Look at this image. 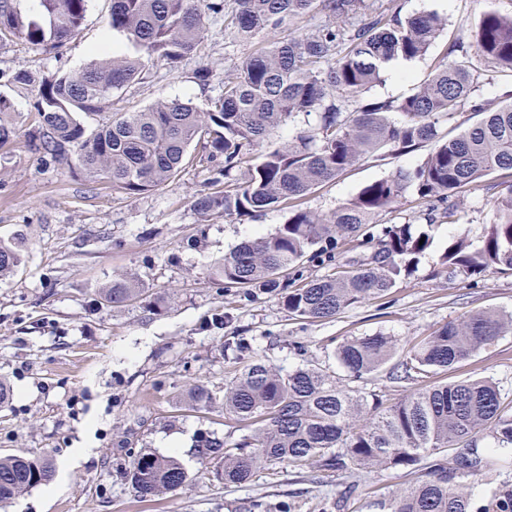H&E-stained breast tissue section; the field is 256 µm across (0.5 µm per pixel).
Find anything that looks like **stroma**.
I'll use <instances>...</instances> for the list:
<instances>
[{"instance_id": "35a3bbf8", "label": "stroma", "mask_w": 512, "mask_h": 512, "mask_svg": "<svg viewBox=\"0 0 512 512\" xmlns=\"http://www.w3.org/2000/svg\"><path fill=\"white\" fill-rule=\"evenodd\" d=\"M401 17L435 14L445 23L426 54L392 61L368 97L398 100L412 94L446 59L449 43L475 30L486 7L512 15V0H375ZM111 0H89L79 31L58 48L17 39L0 46V93L11 98L13 133L0 147V238L19 241L22 264L0 276V381L10 400L0 408V455L49 458L50 485L30 489L0 512H364L367 497L404 488L403 471L373 468L355 474L288 463L268 465L242 486L216 475L218 462L202 461L201 438L236 440L242 432L224 414L228 336H252L257 358L292 370L317 367L345 381L336 351L355 336L392 337L406 350L441 325L477 311L512 314V271L478 279L441 270L451 237L480 245L504 188L491 174L460 196L453 223H429L414 193L382 212L381 224H408L432 244L417 269L389 294L352 306L335 318L305 322L289 316L277 297L248 302L224 293L212 269L242 241L275 232L288 220L274 208L257 219L200 215L195 200L213 189L215 164L203 142H193L175 178L143 195L108 183H89L67 165L35 153L33 104L39 85L57 73L77 72L97 60L96 46L133 54L108 21ZM262 32L246 41L206 21L205 38L177 68L148 62L142 78L112 99L116 112H138L174 99L206 107L220 95L224 72L270 42ZM212 68L207 85L196 72ZM31 81L20 85L16 72ZM428 147L406 155L382 151L357 161L309 194L305 208L329 214L364 186L421 164ZM134 276L148 297L122 306L101 304L99 289L113 276ZM222 327H213L215 315ZM448 379L488 378L512 407V329L504 330ZM206 386L211 406L192 408L182 396ZM83 456H76V449ZM176 457L189 474L181 489L140 500L128 471L141 452Z\"/></svg>"}]
</instances>
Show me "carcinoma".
I'll return each instance as SVG.
<instances>
[{"mask_svg": "<svg viewBox=\"0 0 512 512\" xmlns=\"http://www.w3.org/2000/svg\"><path fill=\"white\" fill-rule=\"evenodd\" d=\"M18 0H0V42L23 39L32 45L60 43L80 28L89 0H35L24 14ZM112 0L109 25L125 35L135 56L112 55L77 73L42 81L34 105L38 117L33 149L44 159L71 166L89 183L109 181L130 195L148 193L173 178L186 149L201 138L224 168L212 184L224 189L201 195L202 214L255 218L280 205L291 216L275 232L242 242L216 266L212 278L244 299L262 289L280 295L288 313L300 320L336 317L362 301L387 294L410 275L431 246L426 233L409 224L380 226L374 217L399 202L408 190L427 204L430 223L455 214L452 199L485 177H512V93L491 108L474 95L480 63L512 71V15L487 8L473 39L458 37L450 52L461 59L440 65L411 95L394 101L365 96L396 58L427 52L443 30L435 14L406 19L370 10L366 0ZM336 18L303 38L278 37L224 74L222 94L200 109L172 100L118 113L88 133L80 115H94L133 83L156 59L175 68L195 51L206 30L204 12L224 20V28L243 39L277 31L314 6ZM477 120L446 138L438 120L462 110ZM11 100L0 95V144L12 127L4 116ZM318 114L310 133L295 143L266 151L252 163L256 146L299 114ZM432 148L412 170L365 186L329 215L302 207L314 189L331 181L360 158L389 150L408 154L423 144ZM494 219L482 244L454 237L442 255L450 274L480 276L512 271V184L493 202ZM371 252L336 275L305 280L297 274L304 261H337L339 249L357 239ZM18 245L0 240V275L18 266ZM145 294L123 275L112 278L101 300L120 306ZM512 315L473 312L449 322L414 344L389 371L393 383L427 377L471 360L491 344ZM252 339L239 333L224 342L230 367L224 382V413L248 433L237 441L207 440L204 460L222 464L224 484L252 480L261 464L286 462L300 469L354 473L373 467L418 474L414 484L390 499L368 504L375 512H512V485L502 484L480 502L469 485L479 478L494 483L497 462H509L512 413L505 411L498 386L490 380L462 379L417 389L386 405L375 394L339 385L326 371L298 367L285 372L250 359ZM395 354L382 335L353 337L341 343L337 360L352 381L379 371ZM191 402L206 408L213 401L204 386L190 389ZM490 440L491 454L479 452ZM54 476L46 458L0 457V502L48 484ZM129 478L144 500L182 488L188 473L172 456L142 453Z\"/></svg>", "mask_w": 512, "mask_h": 512, "instance_id": "obj_1", "label": "carcinoma"}]
</instances>
